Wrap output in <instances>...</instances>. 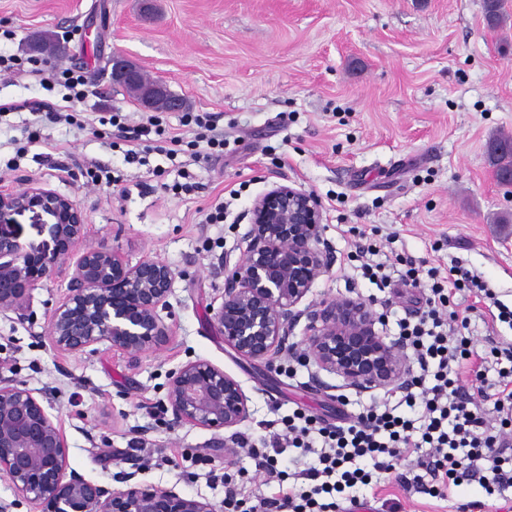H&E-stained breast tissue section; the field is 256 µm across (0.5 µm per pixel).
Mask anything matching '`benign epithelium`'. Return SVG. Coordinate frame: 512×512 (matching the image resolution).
<instances>
[{
    "instance_id": "benign-epithelium-1",
    "label": "benign epithelium",
    "mask_w": 512,
    "mask_h": 512,
    "mask_svg": "<svg viewBox=\"0 0 512 512\" xmlns=\"http://www.w3.org/2000/svg\"><path fill=\"white\" fill-rule=\"evenodd\" d=\"M112 83L134 86L147 107L167 95L159 82L145 83L138 68L112 62ZM40 210L51 218L50 240L24 246L0 225V312L29 319L35 286L59 266L71 269L68 293L51 314L47 335L68 354H85L107 343L136 363L149 350L167 346L172 327L162 316L169 309L174 273L164 261L135 263L104 242L85 240L86 215L71 198L39 184L0 190V219L9 212ZM240 235L241 258H224L222 302L213 322L224 345L253 365L279 355L296 354L322 392L338 388L359 393L403 390L411 385L409 348L382 335L380 317L361 298L306 301L314 284L336 263L333 247L322 236L324 205L312 191L273 183L248 210ZM305 323V338L293 341ZM341 380L336 385L323 374ZM51 393L34 391L0 375V476L34 512H215L204 500L172 488L137 480L131 471L109 489L69 469L68 445L48 412ZM174 428L191 425L224 431L225 460L237 454L238 427L250 418L240 383L206 359L189 361L172 372L162 405Z\"/></svg>"
}]
</instances>
